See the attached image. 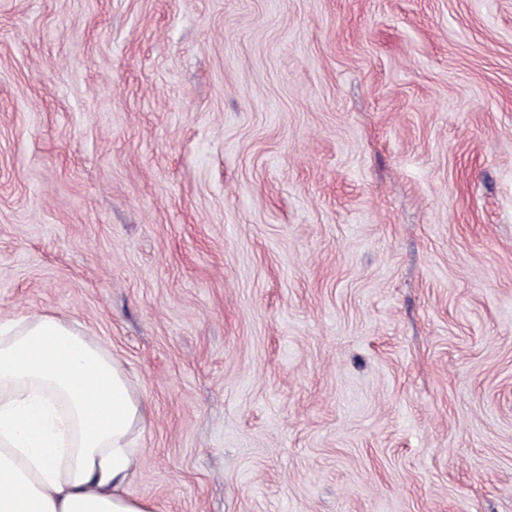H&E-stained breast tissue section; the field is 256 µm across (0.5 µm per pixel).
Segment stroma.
Instances as JSON below:
<instances>
[{"instance_id": "35a3bbf8", "label": "stroma", "mask_w": 512, "mask_h": 512, "mask_svg": "<svg viewBox=\"0 0 512 512\" xmlns=\"http://www.w3.org/2000/svg\"><path fill=\"white\" fill-rule=\"evenodd\" d=\"M37 311L156 512H512V0H0Z\"/></svg>"}]
</instances>
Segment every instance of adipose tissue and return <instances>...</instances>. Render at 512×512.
<instances>
[{
  "mask_svg": "<svg viewBox=\"0 0 512 512\" xmlns=\"http://www.w3.org/2000/svg\"><path fill=\"white\" fill-rule=\"evenodd\" d=\"M143 422L91 337L47 312L0 325V512H153L124 490Z\"/></svg>",
  "mask_w": 512,
  "mask_h": 512,
  "instance_id": "obj_1",
  "label": "adipose tissue"
}]
</instances>
